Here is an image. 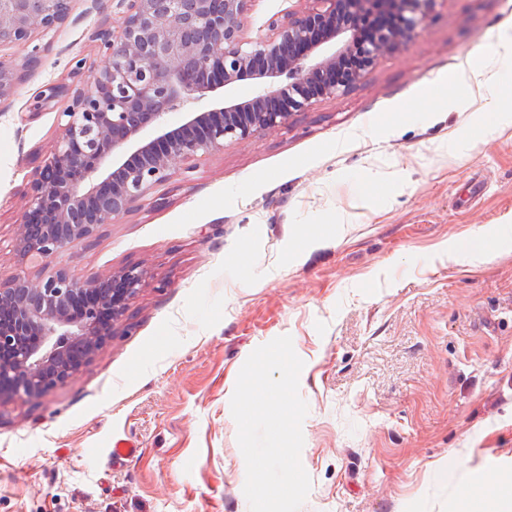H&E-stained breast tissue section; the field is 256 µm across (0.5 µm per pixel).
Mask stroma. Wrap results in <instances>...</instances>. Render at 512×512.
<instances>
[{
  "mask_svg": "<svg viewBox=\"0 0 512 512\" xmlns=\"http://www.w3.org/2000/svg\"><path fill=\"white\" fill-rule=\"evenodd\" d=\"M301 0H253L247 40ZM118 0H71L32 40L41 64L0 103V262L66 100L39 109L70 62L100 68L92 34ZM512 0H434L425 27L350 92L203 159L158 208L102 227L59 262L81 279L152 272L117 334L39 399H0V512H250L230 400L259 346L287 335L304 368L299 512H453L437 480L512 475V112L485 120L477 83L432 112L469 57L512 82L497 46ZM303 224L325 241L297 245ZM490 241L475 265L448 247ZM135 454L115 459L113 440Z\"/></svg>",
  "mask_w": 512,
  "mask_h": 512,
  "instance_id": "stroma-1",
  "label": "stroma"
}]
</instances>
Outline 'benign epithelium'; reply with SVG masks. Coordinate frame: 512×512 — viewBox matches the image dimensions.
<instances>
[{
	"mask_svg": "<svg viewBox=\"0 0 512 512\" xmlns=\"http://www.w3.org/2000/svg\"><path fill=\"white\" fill-rule=\"evenodd\" d=\"M118 25L95 40L106 65L74 86L51 85L70 104L49 156L38 167L15 225L11 258L0 263V397L34 399L72 379L115 336L151 278L131 264L85 279L57 265L69 247L147 201L197 162L288 124L312 100L358 85L381 59L402 50L427 23L435 0H311L315 6L269 20L250 43L252 0H119ZM70 0H0V46H25L65 22ZM383 22L361 44L365 17ZM41 63L39 51L0 60V102ZM255 80L246 101L198 112L220 88ZM288 83L280 84L281 78ZM182 114L183 123H169ZM39 263L31 278L23 268Z\"/></svg>",
	"mask_w": 512,
	"mask_h": 512,
	"instance_id": "benign-epithelium-1",
	"label": "benign epithelium"
}]
</instances>
